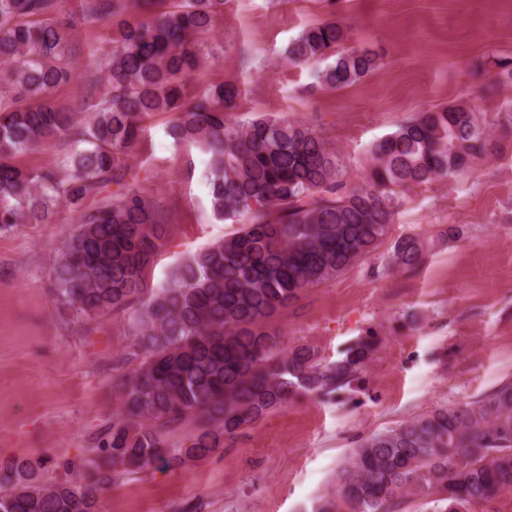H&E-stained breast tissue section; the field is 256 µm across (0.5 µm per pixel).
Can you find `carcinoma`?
<instances>
[{"label":"carcinoma","mask_w":512,"mask_h":512,"mask_svg":"<svg viewBox=\"0 0 512 512\" xmlns=\"http://www.w3.org/2000/svg\"><path fill=\"white\" fill-rule=\"evenodd\" d=\"M87 23H107L112 51L86 65L100 89L80 122L50 92L71 80L70 19L63 0H0V231L53 220L54 206L79 214L53 275L57 302L76 315H130L133 333L112 418L97 460L79 482L44 484L30 461L0 464V512H102L112 473L177 470L202 460L243 429L299 397L351 390L376 350L368 334L335 360L306 343L286 345L275 322L310 289L372 255L395 224V189L464 173L496 143L468 104L419 112L373 148V165L353 185L335 150L311 127L272 117L242 118L226 80L190 86L216 55L211 34L224 0H81ZM334 19L288 45L291 65L320 64L314 80L338 89L367 76L378 56L342 44ZM174 116L167 133L209 155L213 214L243 227L150 283L170 236L159 202L137 186L129 155L151 115ZM55 139L72 146L57 171L17 159ZM114 186L112 195L87 202ZM420 234L395 239L385 270L414 271ZM199 421L172 448L163 429ZM512 490V381L472 402L438 407L356 449L336 494L316 512H393L408 495L432 512H470Z\"/></svg>","instance_id":"obj_1"}]
</instances>
